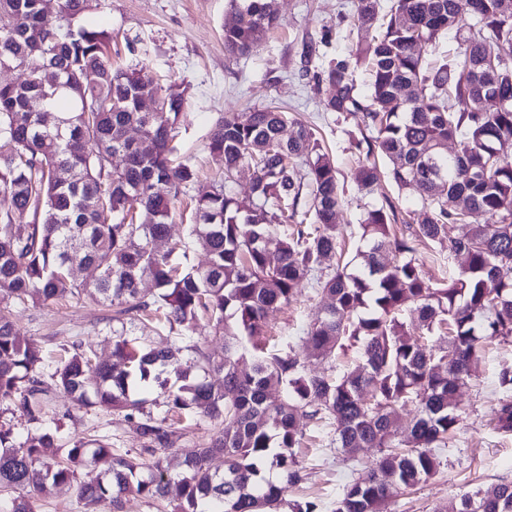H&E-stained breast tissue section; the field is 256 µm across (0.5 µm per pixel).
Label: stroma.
<instances>
[{
  "label": "stroma",
  "instance_id": "obj_1",
  "mask_svg": "<svg viewBox=\"0 0 512 512\" xmlns=\"http://www.w3.org/2000/svg\"><path fill=\"white\" fill-rule=\"evenodd\" d=\"M279 25L267 33L245 57L228 56L224 50L223 25L232 18V0H101L87 14L84 25L111 33L110 52L116 64H137L161 79L187 89L186 114L179 135L182 157L199 171L193 193L199 194L224 182V160L211 154L205 144L218 118L246 112L272 103L284 106L318 130L329 145L346 187L336 221L343 229L347 249H355L359 224L366 208L390 198L404 211H418L422 201L412 189H398L388 180V163L377 162V181L368 191H357L353 181L352 142L360 131L355 119L342 120L321 105L326 90L316 88L300 71L303 44H313L320 60L347 56L366 32L353 30L356 0H276ZM326 295L307 285L288 307L268 319V333L291 343L309 371H324L326 360L312 356L301 340L308 316L324 307ZM111 308L87 306L73 299L49 305H32L15 316L19 335L35 339L46 363H54L64 345L80 340L97 360L111 357ZM512 368V343H487L471 382L458 397L465 409L460 430L446 447L437 449L438 473L413 490L399 493L389 512H448L461 494L488 484L512 481V435L499 433L493 409L501 391L498 374ZM61 413L55 435L59 444L78 439H107L115 453L138 452L142 439L134 426L111 410L81 408L63 395H55ZM378 452L365 448L347 455L336 447L332 425L313 422L296 457L304 480L289 488L292 500H311L319 512H331L341 488L365 477Z\"/></svg>",
  "mask_w": 512,
  "mask_h": 512
}]
</instances>
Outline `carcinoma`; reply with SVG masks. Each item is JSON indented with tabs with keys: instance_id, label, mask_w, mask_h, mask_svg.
<instances>
[{
	"instance_id": "obj_1",
	"label": "carcinoma",
	"mask_w": 512,
	"mask_h": 512,
	"mask_svg": "<svg viewBox=\"0 0 512 512\" xmlns=\"http://www.w3.org/2000/svg\"><path fill=\"white\" fill-rule=\"evenodd\" d=\"M96 6L60 0L50 19L42 0H0V62L20 63L24 74L0 83V190L14 207L0 219V401L37 430L20 443L0 430V512H33L32 495L48 481L74 491L84 512L107 494L116 512L127 492L162 504L173 486V512H317L315 502L286 496L303 478L294 452L303 427L323 419L342 452H380L368 478L343 486L333 512H387L396 490L438 472L433 449L463 420L458 392L484 343L512 341V19L503 17L502 0H394L382 24L379 0H357L354 26L376 34L356 45L353 60L333 58L313 72L315 85L330 89L324 110L361 127L358 189L373 185V158L382 156L391 180L415 187L423 201L407 220L387 197L365 210L359 268L356 258L337 256L344 186L335 163L312 128L273 105L222 117L212 129L207 149L224 157V186L194 198L195 223L181 243L199 244L208 265L181 270L173 250H156L180 196L197 181L191 161L173 160L185 89L161 86L136 64L112 66L111 35L78 24ZM277 22L274 0H235L225 52L249 55ZM450 33L457 51L427 61V48ZM354 64L367 71L365 97ZM88 70L97 74L92 85L84 82ZM144 98L158 111H139ZM488 99L499 108L484 111ZM133 128L150 149L131 138ZM456 137L462 153L450 155ZM116 156L120 168L112 167ZM244 165L254 177L240 198L229 185ZM460 197L465 214L453 206ZM397 222L407 232L393 236ZM450 224L469 229L450 238ZM431 243L457 260L446 282L422 274L419 248ZM74 247L98 271L95 282L72 276ZM333 255L336 266L324 269ZM146 278L150 293L141 288ZM312 279L329 302L310 316L303 341L330 361L358 347L356 364L338 376L312 375L290 346L268 344L269 315ZM66 297L112 306V359L95 363L74 342L47 374L40 346L17 334L14 316ZM155 320L174 336L170 346L129 337L128 327L150 331ZM201 320L224 337V357L194 340ZM436 330L447 331L448 345L434 350L421 335ZM242 350L251 353L248 368L240 367ZM197 366L216 380L192 377ZM498 383L494 427L512 433V370ZM150 386L166 394L167 412L222 425L209 442L179 449L176 481L161 455L184 433L132 398ZM54 391L81 407L112 408L136 426L143 448L117 455L102 439L62 447L46 428ZM409 402L418 415L400 437L398 408ZM89 458L108 481H78ZM217 458L224 469L213 466ZM266 467L282 481L265 479ZM457 512H512V482L462 494Z\"/></svg>"
}]
</instances>
